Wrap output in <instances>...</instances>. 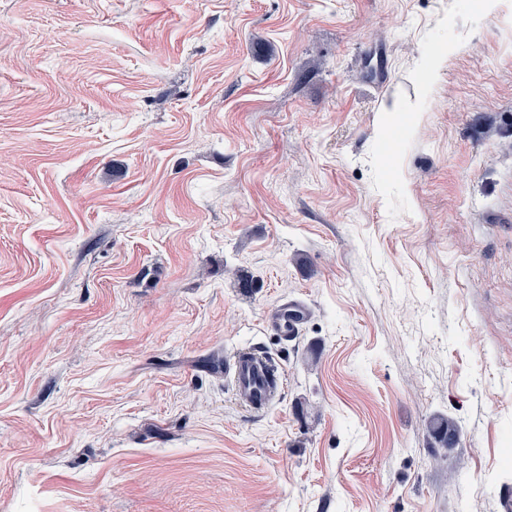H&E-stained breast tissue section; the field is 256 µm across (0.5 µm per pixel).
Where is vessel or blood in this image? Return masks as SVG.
<instances>
[{
    "label": "vessel or blood",
    "instance_id": "1",
    "mask_svg": "<svg viewBox=\"0 0 512 512\" xmlns=\"http://www.w3.org/2000/svg\"><path fill=\"white\" fill-rule=\"evenodd\" d=\"M306 315L304 306L293 304L289 308L272 312L268 317V324L281 333L292 336L298 334ZM224 375L232 384L236 400L257 413L271 407L274 396L270 384L281 378L268 357L250 349L234 352L224 365Z\"/></svg>",
    "mask_w": 512,
    "mask_h": 512
}]
</instances>
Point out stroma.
Here are the masks:
<instances>
[{
    "mask_svg": "<svg viewBox=\"0 0 512 512\" xmlns=\"http://www.w3.org/2000/svg\"><path fill=\"white\" fill-rule=\"evenodd\" d=\"M253 347L261 414L209 360ZM508 473L512 0H0V512H501ZM288 309L290 312L296 313L295 317L288 318ZM306 315L305 307L300 304L285 305L269 315L268 324L271 327H276L285 335L294 336L299 333V329L304 323ZM429 433L443 447L454 445L460 434L459 426L447 417H438L432 421L428 427Z\"/></svg>",
    "mask_w": 512,
    "mask_h": 512,
    "instance_id": "obj_1",
    "label": "stroma"
}]
</instances>
